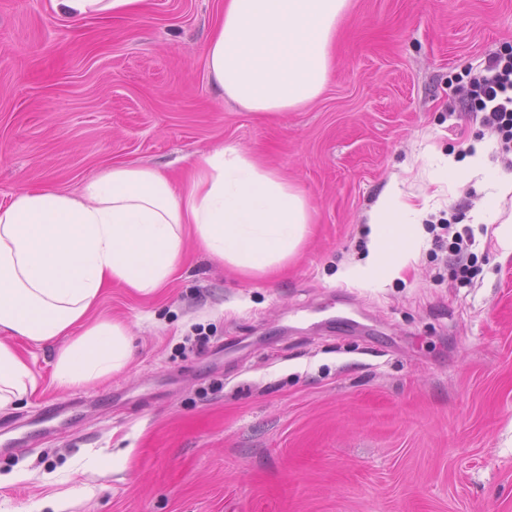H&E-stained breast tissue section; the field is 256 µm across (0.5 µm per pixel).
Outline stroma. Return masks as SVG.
Here are the masks:
<instances>
[{"mask_svg":"<svg viewBox=\"0 0 512 512\" xmlns=\"http://www.w3.org/2000/svg\"><path fill=\"white\" fill-rule=\"evenodd\" d=\"M224 0H147L82 21L0 0V204L76 191L116 163L179 177L222 143L297 181L314 233L282 275L239 276L189 251L183 278L105 313L129 368L41 385L0 417V512H512V259L493 233L460 283L425 243L401 277L365 259L366 212L391 177L466 222L473 182L428 186L429 147L487 135L469 79L512 52V0H352L323 94L261 117L212 87L204 47ZM207 336L199 349L198 336Z\"/></svg>","mask_w":512,"mask_h":512,"instance_id":"35a3bbf8","label":"stroma"}]
</instances>
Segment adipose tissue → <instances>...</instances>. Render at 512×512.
Wrapping results in <instances>:
<instances>
[{"label":"adipose tissue","mask_w":512,"mask_h":512,"mask_svg":"<svg viewBox=\"0 0 512 512\" xmlns=\"http://www.w3.org/2000/svg\"><path fill=\"white\" fill-rule=\"evenodd\" d=\"M69 18L139 13L145 0H50ZM351 0H224V17L204 48L209 80L224 100L260 115L298 110L325 90L339 20ZM491 142L463 159L428 155L430 184L484 175ZM180 182L158 168L118 163L80 193L25 191L0 205V416L39 389L34 361L15 339L58 341L53 383L89 385L124 372L133 354L125 323L99 315L115 285L156 295L181 273L188 246L251 278L286 269L302 252L314 214L304 189L251 151L224 144L194 155ZM473 213L495 225L501 259L512 258V173L488 183ZM428 201L389 181L368 212L367 269L400 276L420 246Z\"/></svg>","instance_id":"adipose-tissue-1"}]
</instances>
